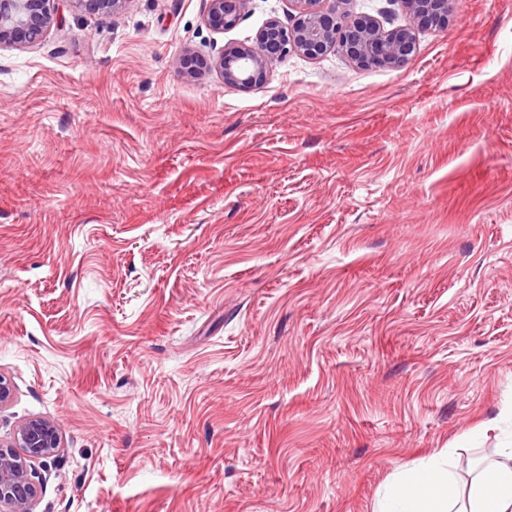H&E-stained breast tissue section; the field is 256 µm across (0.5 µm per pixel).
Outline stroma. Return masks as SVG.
I'll return each instance as SVG.
<instances>
[{
  "label": "stroma",
  "mask_w": 512,
  "mask_h": 512,
  "mask_svg": "<svg viewBox=\"0 0 512 512\" xmlns=\"http://www.w3.org/2000/svg\"><path fill=\"white\" fill-rule=\"evenodd\" d=\"M206 7L58 0L0 47V435L63 444L35 512H374L444 449L468 487L512 441V0L250 89L211 63L288 0ZM205 21L216 33L233 28L248 0H208Z\"/></svg>",
  "instance_id": "obj_1"
}]
</instances>
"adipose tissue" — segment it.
Masks as SVG:
<instances>
[{
    "label": "adipose tissue",
    "mask_w": 512,
    "mask_h": 512,
    "mask_svg": "<svg viewBox=\"0 0 512 512\" xmlns=\"http://www.w3.org/2000/svg\"><path fill=\"white\" fill-rule=\"evenodd\" d=\"M472 480L461 492L457 476L444 456L386 486L378 512H512V448Z\"/></svg>",
    "instance_id": "obj_1"
}]
</instances>
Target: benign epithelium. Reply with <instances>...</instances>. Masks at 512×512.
I'll return each instance as SVG.
<instances>
[{"label":"benign epithelium","mask_w":512,"mask_h":512,"mask_svg":"<svg viewBox=\"0 0 512 512\" xmlns=\"http://www.w3.org/2000/svg\"><path fill=\"white\" fill-rule=\"evenodd\" d=\"M82 11H117L126 0H70ZM248 0H208L205 21L216 33L233 28ZM350 0H289L293 23L268 21L250 44L224 48L213 62L224 84L249 89L266 82L272 65L290 52L317 57L337 50L355 65L401 68L414 56L415 30L444 28L455 0H400L412 25L387 30L369 16H351ZM55 0H0V46L40 40L55 20ZM61 436L54 422L32 418L0 436V512H34L43 492L35 469L58 456Z\"/></svg>","instance_id":"1"}]
</instances>
